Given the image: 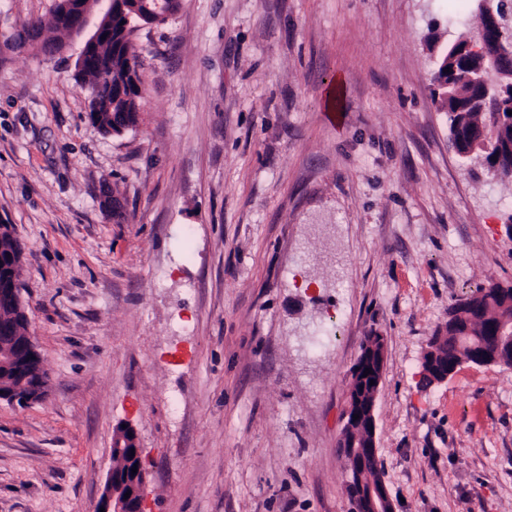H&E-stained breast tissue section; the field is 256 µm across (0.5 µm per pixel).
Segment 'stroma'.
Returning <instances> with one entry per match:
<instances>
[{
    "label": "stroma",
    "mask_w": 512,
    "mask_h": 512,
    "mask_svg": "<svg viewBox=\"0 0 512 512\" xmlns=\"http://www.w3.org/2000/svg\"><path fill=\"white\" fill-rule=\"evenodd\" d=\"M55 3L0 0V224L50 377L39 402L0 400V512H94L121 423L150 512H348L338 442L376 335L396 512H512V368L420 377L449 306L512 281V187L457 156L430 81L432 40L475 16L182 0L136 29L139 123L106 135L75 80L84 35L10 41Z\"/></svg>",
    "instance_id": "obj_1"
}]
</instances>
